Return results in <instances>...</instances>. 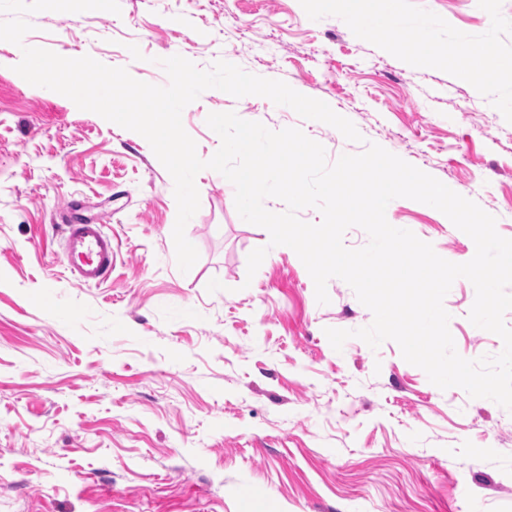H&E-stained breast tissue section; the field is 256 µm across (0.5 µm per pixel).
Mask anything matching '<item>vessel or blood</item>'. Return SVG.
Returning <instances> with one entry per match:
<instances>
[{"label":"vessel or blood","mask_w":512,"mask_h":512,"mask_svg":"<svg viewBox=\"0 0 512 512\" xmlns=\"http://www.w3.org/2000/svg\"><path fill=\"white\" fill-rule=\"evenodd\" d=\"M64 260L84 284L103 281L112 270V238L99 224H70L65 228Z\"/></svg>","instance_id":"1"}]
</instances>
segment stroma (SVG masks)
Returning <instances> with one entry per match:
<instances>
[{"mask_svg": "<svg viewBox=\"0 0 512 512\" xmlns=\"http://www.w3.org/2000/svg\"><path fill=\"white\" fill-rule=\"evenodd\" d=\"M456 29L486 32L477 0H414ZM121 11L29 15L26 41L91 56L164 86L159 61L233 59L327 103L363 137L271 100L204 91L182 112L197 154L206 124L235 112L302 130L328 162L376 143L476 202L512 239V124L489 97L356 37L299 0H119ZM0 41V512H512V412L439 389L392 341L334 350L325 331L373 316L338 278L318 304L293 249L238 214L233 185L200 171L185 228L199 258L176 263L173 181L140 134L37 87ZM447 261L475 254L440 211L387 209ZM102 225L115 258L100 284L63 261L65 224ZM268 253L255 275L247 257ZM223 288L208 292L211 279ZM475 289L444 299L459 355L501 338L468 314Z\"/></svg>", "mask_w": 512, "mask_h": 512, "instance_id": "35a3bbf8", "label": "stroma"}]
</instances>
